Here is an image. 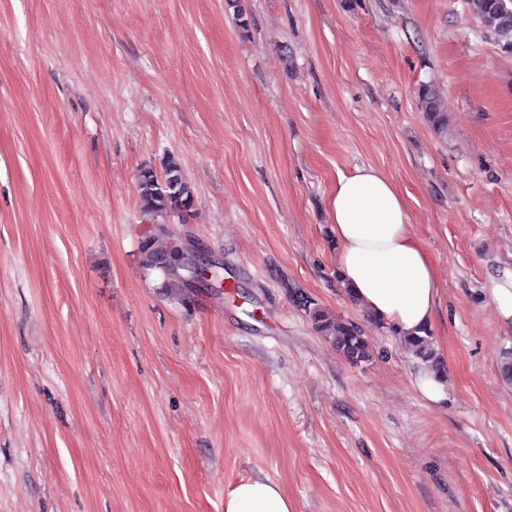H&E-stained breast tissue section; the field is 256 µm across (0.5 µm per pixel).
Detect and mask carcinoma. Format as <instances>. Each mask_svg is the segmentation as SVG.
Segmentation results:
<instances>
[{
  "instance_id": "obj_1",
  "label": "carcinoma",
  "mask_w": 512,
  "mask_h": 512,
  "mask_svg": "<svg viewBox=\"0 0 512 512\" xmlns=\"http://www.w3.org/2000/svg\"><path fill=\"white\" fill-rule=\"evenodd\" d=\"M512 0H468L472 13L480 20L502 49L512 52V24H504L501 3ZM418 100L424 116L435 134L442 137L448 133V116L435 88L422 84L418 89ZM137 187L143 209L157 216L186 212L195 204L191 185L184 176L179 164L168 159L163 176H157L151 169H142L137 176ZM146 266L149 270H159L167 283L182 291L186 288L184 279L171 270V262L178 255V246L159 238L149 240L143 247ZM316 328L327 337L336 349L349 361L358 363L370 356L367 342L361 328L352 321L344 320L326 312L321 307L309 310ZM405 348L427 365L436 375H441L442 362L437 357L429 331L421 335L402 339Z\"/></svg>"
}]
</instances>
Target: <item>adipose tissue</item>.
I'll return each instance as SVG.
<instances>
[{
    "label": "adipose tissue",
    "instance_id": "1",
    "mask_svg": "<svg viewBox=\"0 0 512 512\" xmlns=\"http://www.w3.org/2000/svg\"><path fill=\"white\" fill-rule=\"evenodd\" d=\"M328 209L338 275L352 298L398 335L430 327L438 278L394 182L373 166L339 174ZM224 512H292V505L278 483L253 478L226 495Z\"/></svg>",
    "mask_w": 512,
    "mask_h": 512
}]
</instances>
